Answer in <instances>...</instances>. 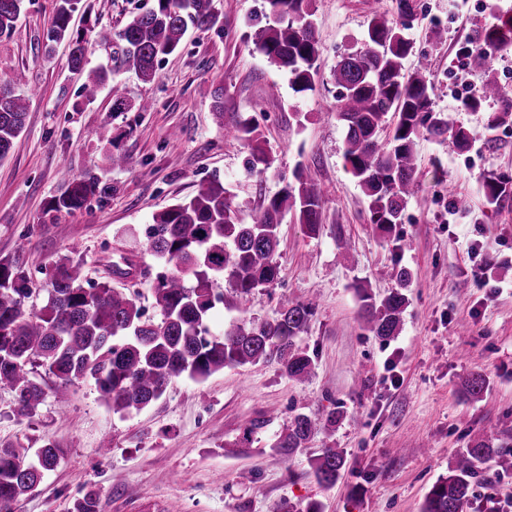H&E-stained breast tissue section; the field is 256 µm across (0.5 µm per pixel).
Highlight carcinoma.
Returning <instances> with one entry per match:
<instances>
[{
	"mask_svg": "<svg viewBox=\"0 0 512 512\" xmlns=\"http://www.w3.org/2000/svg\"><path fill=\"white\" fill-rule=\"evenodd\" d=\"M23 2L0 0V35L13 30ZM395 2L396 17L374 13L361 45L341 55L333 72L340 91L336 118L346 128L344 158L369 201L370 223L385 233L399 223L408 200L418 192L416 139L427 134L460 151L471 143L467 129L449 126L433 108L429 56L420 58L413 73H405L404 61L414 52V42L405 33V17L413 13L415 4L414 0ZM80 3L55 0L46 32V52L66 42L67 65L74 72L83 70L88 51L82 33L71 29ZM312 16L311 0H266L264 25L257 33V49L288 74L296 93L312 89L318 72L320 48ZM216 23L212 0H154L151 9L133 15L120 30H102L98 37L115 48L119 66L151 81L160 61L180 47L188 29ZM511 48L512 33L492 24L469 40L464 55L472 67L483 69L487 51ZM488 101L503 103L500 112L488 117L487 128L494 129L512 112V97L497 81L489 80L478 93L461 98L460 107L478 112ZM26 115L23 99L0 84V160L23 132ZM231 130L233 138L251 147L248 170L268 167L257 127L239 121ZM61 174V190L45 203L48 213L80 211L113 191L96 175L74 176L65 165ZM482 191L489 205L500 208L512 199V177H489ZM323 203L324 193L314 175L300 166L294 181L269 198L251 224L240 222L220 182H210L193 197L157 213L145 233L147 250L156 260L151 288L160 312L157 321L145 317L133 298L108 282L85 287L81 264L68 258L56 263L44 287L45 304L30 309L27 302L37 288L27 275L23 251L1 258L0 386L15 393L18 414H31L44 389L27 365L39 360L57 379L59 405L67 404L70 385L90 378L100 400L121 413L146 408L178 377L200 382L225 368L271 361L290 380L311 376L314 360L295 339L307 331L314 302H291L272 321L232 320L221 334L211 332L207 321L216 304L230 308L233 299H244L279 281L276 253L285 213L295 212L298 223L314 232ZM221 278L229 286V297L216 291ZM360 301L370 331L382 338L397 334L406 305L400 290L379 302L364 292ZM486 387L481 373L466 379L465 390L473 398L481 397ZM319 424V418L297 413L273 447L286 460L304 447ZM59 458L51 442L39 448L35 463L10 445L0 446V512H12L13 503L36 488ZM486 463L512 470V448L490 436L469 440L448 466V476L427 492L422 512H463L479 466ZM310 465L318 483L329 488L345 466L344 453L325 448ZM98 510V493L92 489L73 504V512Z\"/></svg>",
	"mask_w": 512,
	"mask_h": 512,
	"instance_id": "cac0c4a2",
	"label": "carcinoma"
}]
</instances>
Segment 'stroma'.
<instances>
[{"label": "stroma", "mask_w": 512, "mask_h": 512, "mask_svg": "<svg viewBox=\"0 0 512 512\" xmlns=\"http://www.w3.org/2000/svg\"><path fill=\"white\" fill-rule=\"evenodd\" d=\"M152 0H84L73 29L89 40L87 70H114L95 100L81 94L84 76L71 74L67 48L44 52L52 0H24L11 35L0 37V78L27 105L25 128L0 162V258L23 250L37 282L54 261H79L92 282H110L158 318L148 271L113 278L110 262L130 247L126 227L146 229L154 214L223 182L243 223L291 179L297 165L315 172L327 190L320 228L310 234L293 217L281 226L280 281L256 290L233 309L216 305L210 325L234 319L272 320L291 302L316 300L307 333L297 343L315 361L314 374L292 382L277 363L224 369L195 382L173 380L141 411L115 413L92 381L69 390L59 412L55 382L41 363L32 375L45 394L33 414L19 416L14 395L0 389V443L24 449L27 460L54 442L58 467L13 504V512H72L87 490L99 512H137L141 501H163L166 512H303L320 501L324 512H420L431 486L447 475L470 438L489 433L512 446V205L485 202L482 183L512 173V115L495 130L488 116L459 109L457 85L479 92L490 79L512 91V52L486 69H471L460 49L474 31L512 17V0H416L408 35L429 52L433 107L449 125L474 137L469 151L420 136L417 195L401 224L383 234L368 220V202L345 163L346 131L336 118L333 69L359 46L373 11L393 13L395 0H312L320 60L313 90L294 92L284 71L255 48L252 18L264 0H213L217 24L193 29L160 64L152 82L118 71L100 29H117ZM224 89V117L212 112ZM129 108L112 114V91ZM150 111H140L142 101ZM257 124L270 164L249 174L250 149L225 138L237 120ZM129 157L111 168V138ZM75 175L111 183L110 198L75 214L46 212L61 185L60 161ZM411 279L398 336L383 340L364 327L361 292L383 298L399 269ZM479 372L489 382L477 399L462 382ZM336 413L305 448L282 460L273 443L297 413ZM251 447H236L245 428ZM343 449L346 465L333 487L321 486L310 460L324 448ZM512 501V472L484 464L464 512H480L486 496Z\"/></svg>", "instance_id": "stroma-1"}]
</instances>
